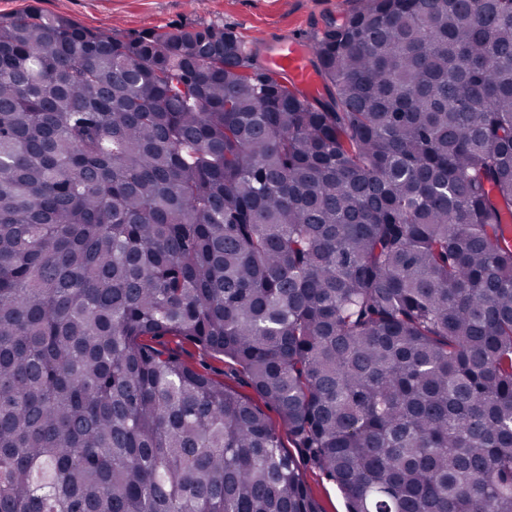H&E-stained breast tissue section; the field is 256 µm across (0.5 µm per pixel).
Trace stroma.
I'll use <instances>...</instances> for the list:
<instances>
[{
	"mask_svg": "<svg viewBox=\"0 0 512 512\" xmlns=\"http://www.w3.org/2000/svg\"><path fill=\"white\" fill-rule=\"evenodd\" d=\"M37 7L42 13L69 18L87 28L134 35L145 30L181 26L197 28L221 25L250 45L273 52L278 41L289 38L313 40L327 22L361 8V0H0V15ZM191 366L244 397L254 392L245 376L228 361L216 359L194 345L177 348ZM287 451L303 472L319 512H346L345 500L336 484L294 440Z\"/></svg>",
	"mask_w": 512,
	"mask_h": 512,
	"instance_id": "obj_1",
	"label": "stroma"
}]
</instances>
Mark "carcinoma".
Here are the masks:
<instances>
[{"mask_svg":"<svg viewBox=\"0 0 512 512\" xmlns=\"http://www.w3.org/2000/svg\"><path fill=\"white\" fill-rule=\"evenodd\" d=\"M308 97L209 25L0 15V512H512V0H367ZM167 347L177 350L181 358L191 366L209 372L213 378L243 397L255 399V394L247 379L237 367L228 360L216 359L194 345L183 343L177 346L174 341H162ZM269 420L280 429L287 451L296 459L303 472L311 497L320 512H346L345 500L336 484L330 480L322 469L303 450L298 448L296 440H288V432L282 426L278 415L261 404Z\"/></svg>","mask_w":512,"mask_h":512,"instance_id":"obj_1","label":"carcinoma"}]
</instances>
